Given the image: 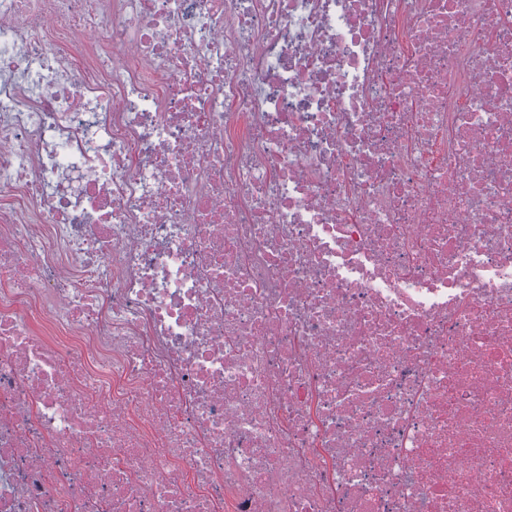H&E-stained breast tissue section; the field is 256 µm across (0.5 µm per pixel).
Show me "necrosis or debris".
<instances>
[{
  "mask_svg": "<svg viewBox=\"0 0 512 512\" xmlns=\"http://www.w3.org/2000/svg\"><path fill=\"white\" fill-rule=\"evenodd\" d=\"M0 512H512V0H0Z\"/></svg>",
  "mask_w": 512,
  "mask_h": 512,
  "instance_id": "necrosis-or-debris-1",
  "label": "necrosis or debris"
}]
</instances>
